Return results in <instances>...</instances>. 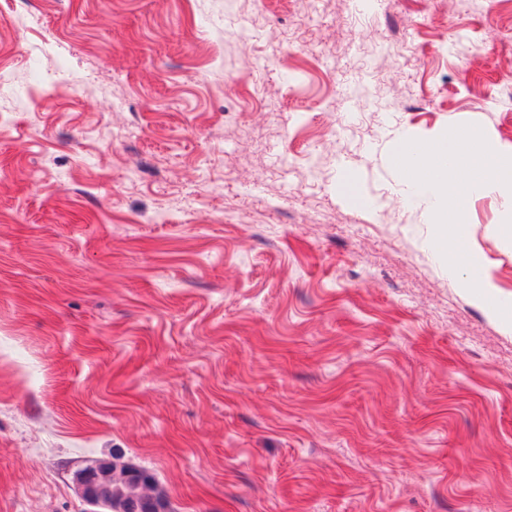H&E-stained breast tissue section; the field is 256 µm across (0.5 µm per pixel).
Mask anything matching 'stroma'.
Instances as JSON below:
<instances>
[{
    "label": "stroma",
    "instance_id": "1",
    "mask_svg": "<svg viewBox=\"0 0 512 512\" xmlns=\"http://www.w3.org/2000/svg\"><path fill=\"white\" fill-rule=\"evenodd\" d=\"M509 25L0 0V512H83L96 460L174 512H512V206L470 203L475 296L393 161L512 153Z\"/></svg>",
    "mask_w": 512,
    "mask_h": 512
}]
</instances>
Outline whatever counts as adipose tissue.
<instances>
[{
	"label": "adipose tissue",
	"instance_id": "obj_1",
	"mask_svg": "<svg viewBox=\"0 0 512 512\" xmlns=\"http://www.w3.org/2000/svg\"><path fill=\"white\" fill-rule=\"evenodd\" d=\"M404 172L402 198L430 204L439 245L449 261L464 259L469 235L468 206L479 191L512 201V159L462 131L445 141H413L399 149Z\"/></svg>",
	"mask_w": 512,
	"mask_h": 512
}]
</instances>
